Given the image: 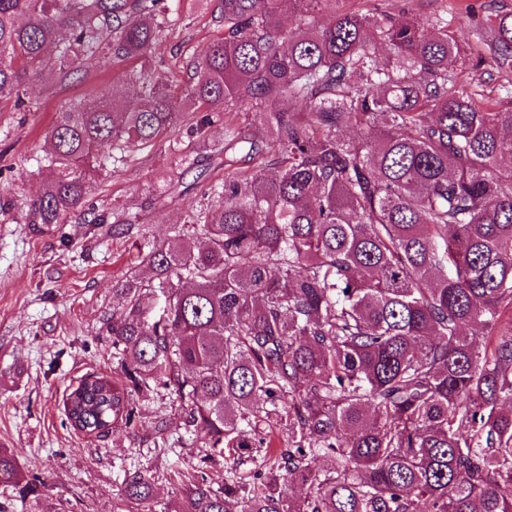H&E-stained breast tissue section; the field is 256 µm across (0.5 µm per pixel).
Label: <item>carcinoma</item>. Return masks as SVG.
Instances as JSON below:
<instances>
[{
  "label": "carcinoma",
  "instance_id": "1",
  "mask_svg": "<svg viewBox=\"0 0 512 512\" xmlns=\"http://www.w3.org/2000/svg\"><path fill=\"white\" fill-rule=\"evenodd\" d=\"M290 2L292 28L282 0H219L224 35L179 98L150 84L128 111L114 83L57 112L55 170L26 214L46 228L83 207L113 149L151 145L182 112L198 131L215 112L256 115L224 121L222 204L144 239L153 276L133 266L112 289L120 370L81 378L65 417L99 437L168 391L202 463L228 473L217 489L186 476L182 512H512V103L481 105L450 70L455 17ZM168 9L0 0V103L25 105L30 70L66 80L103 53L148 58ZM488 27L479 63L506 72L512 11ZM274 415L279 450L259 431ZM226 448L262 454L266 472L233 476ZM23 480L0 448V484ZM153 492L137 471L120 495L140 512Z\"/></svg>",
  "mask_w": 512,
  "mask_h": 512
}]
</instances>
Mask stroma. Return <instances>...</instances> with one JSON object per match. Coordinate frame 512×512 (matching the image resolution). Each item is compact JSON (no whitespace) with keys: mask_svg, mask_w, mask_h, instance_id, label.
Here are the masks:
<instances>
[{"mask_svg":"<svg viewBox=\"0 0 512 512\" xmlns=\"http://www.w3.org/2000/svg\"><path fill=\"white\" fill-rule=\"evenodd\" d=\"M168 24L148 61L116 66L104 55L87 73L60 81L50 69L27 78L30 106L0 104V448L10 450L27 487L0 485V512H118L125 475L150 471L151 512H179L180 474L201 464L202 441L175 410L167 392L146 401L137 425H116L107 435L76 433L63 414V397L85 375L111 374L112 338L107 318L112 289L133 263L142 236L168 238L188 210L218 205L207 192L222 183L223 167L210 163L208 147H223L224 120L205 131L192 122L154 144L127 152L92 181L84 207L65 223L40 232L24 216L48 174L45 136L64 103H88L101 87L125 83V105L140 102V75L178 90L192 64L221 36L217 0H168ZM470 13L456 36L465 62L459 79L477 84L482 101L499 100L512 71L487 78L477 54L487 36V15L512 11V0H414L413 15L429 24L442 11ZM191 161L204 169L198 184L170 193L166 178ZM114 213L131 226L91 223ZM166 421L157 435L158 421Z\"/></svg>","mask_w":512,"mask_h":512,"instance_id":"stroma-1","label":"stroma"}]
</instances>
